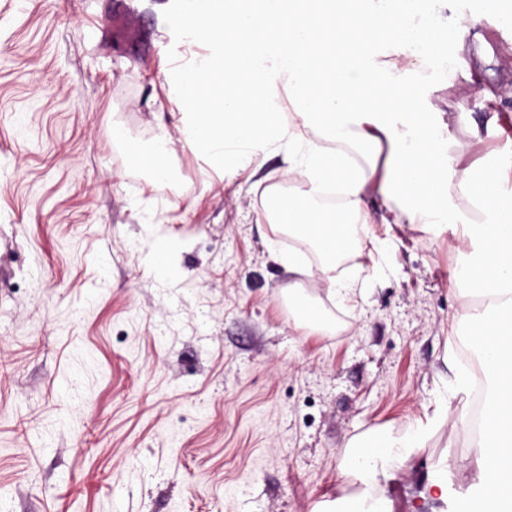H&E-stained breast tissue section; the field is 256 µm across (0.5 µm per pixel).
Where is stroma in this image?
Returning <instances> with one entry per match:
<instances>
[{"mask_svg":"<svg viewBox=\"0 0 512 512\" xmlns=\"http://www.w3.org/2000/svg\"><path fill=\"white\" fill-rule=\"evenodd\" d=\"M208 52L173 0H0V512H352L364 488L341 472L347 445L430 410L387 507L455 512L480 489L455 237L398 229L357 301L306 290L338 331L297 325L294 276L271 256L289 243L262 216L287 144L229 178L186 141L176 70ZM447 52L470 80L397 75L420 112L444 119L470 88L512 83V36L495 27ZM473 117L454 137L491 155L512 121ZM163 130L172 172L157 188L125 158ZM160 240L164 272L148 258Z\"/></svg>","mask_w":512,"mask_h":512,"instance_id":"1","label":"stroma"}]
</instances>
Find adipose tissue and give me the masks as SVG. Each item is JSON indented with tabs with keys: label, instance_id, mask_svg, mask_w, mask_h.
<instances>
[{
	"label": "adipose tissue",
	"instance_id": "adipose-tissue-1",
	"mask_svg": "<svg viewBox=\"0 0 512 512\" xmlns=\"http://www.w3.org/2000/svg\"><path fill=\"white\" fill-rule=\"evenodd\" d=\"M434 23L414 0H399L394 14L385 0H241L233 12L190 20L195 38L221 46L224 59L186 69L179 96L196 106L189 141L226 171L257 172L271 144H288L284 174L309 186L281 199L280 217L270 220L273 235L303 244L284 258L296 275L289 300L299 299L308 277L349 299L355 282L336 278V263L388 248L374 235L375 223L456 235L464 260L453 282L483 299L479 310L459 316L489 387L482 425L470 439L480 452L482 512H507L501 493L512 486V196L503 187L512 182V138L474 175L449 153V125L420 117L402 88L393 87L383 108L371 107L364 94L382 85L392 67L369 47L385 46L388 29L397 27L403 61L420 68L418 32ZM198 76L218 83L216 96L197 98L191 86ZM282 90L292 112L263 111ZM316 134L333 149L320 150ZM458 195L468 199V210L455 203ZM423 438L419 426L372 430L352 441L342 471L375 487L411 460Z\"/></svg>",
	"mask_w": 512,
	"mask_h": 512
}]
</instances>
